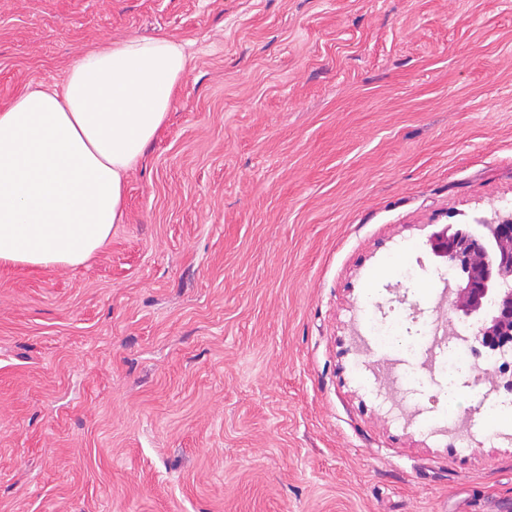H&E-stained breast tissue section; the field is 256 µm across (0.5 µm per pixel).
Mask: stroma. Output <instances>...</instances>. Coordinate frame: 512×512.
Segmentation results:
<instances>
[{
	"mask_svg": "<svg viewBox=\"0 0 512 512\" xmlns=\"http://www.w3.org/2000/svg\"><path fill=\"white\" fill-rule=\"evenodd\" d=\"M194 63L87 263L0 268V512H512L437 432L426 247L512 208V0H0V105L103 38ZM419 263L402 284L396 267ZM374 306L375 304L372 299L367 301L365 313V327L367 334L375 340L394 336L393 324L388 320L376 317L373 310Z\"/></svg>",
	"mask_w": 512,
	"mask_h": 512,
	"instance_id": "1",
	"label": "stroma"
}]
</instances>
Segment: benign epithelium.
Masks as SVG:
<instances>
[{
	"mask_svg": "<svg viewBox=\"0 0 512 512\" xmlns=\"http://www.w3.org/2000/svg\"><path fill=\"white\" fill-rule=\"evenodd\" d=\"M426 245L438 263L457 270L451 310L476 327L473 354L512 350V210L478 222L469 234L448 224ZM484 380L511 392L512 364L486 370Z\"/></svg>",
	"mask_w": 512,
	"mask_h": 512,
	"instance_id": "obj_1",
	"label": "benign epithelium"
}]
</instances>
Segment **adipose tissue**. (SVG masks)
<instances>
[{"label":"adipose tissue","mask_w":512,"mask_h":512,"mask_svg":"<svg viewBox=\"0 0 512 512\" xmlns=\"http://www.w3.org/2000/svg\"><path fill=\"white\" fill-rule=\"evenodd\" d=\"M192 63L165 36L106 38L0 106V266L75 267L106 244Z\"/></svg>","instance_id":"obj_1"}]
</instances>
